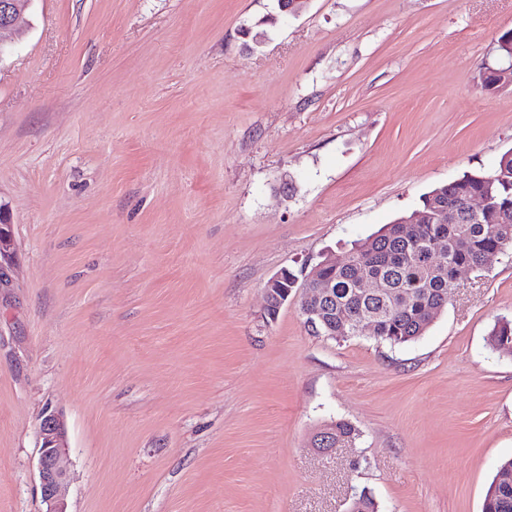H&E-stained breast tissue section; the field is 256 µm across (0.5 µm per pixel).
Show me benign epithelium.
<instances>
[{"label":"benign epithelium","instance_id":"obj_1","mask_svg":"<svg viewBox=\"0 0 512 512\" xmlns=\"http://www.w3.org/2000/svg\"><path fill=\"white\" fill-rule=\"evenodd\" d=\"M30 0H0V37L5 33L18 34L29 26L25 12ZM14 262V242L8 225H0V286L8 282V270ZM288 272L273 277L266 288L265 312L273 317L288 302ZM38 477L46 512H66L61 490L66 471L61 457L67 449V432L63 419L54 412L45 414L39 425Z\"/></svg>","mask_w":512,"mask_h":512}]
</instances>
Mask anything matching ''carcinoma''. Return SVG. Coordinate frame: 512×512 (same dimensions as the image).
I'll return each mask as SVG.
<instances>
[{
	"label": "carcinoma",
	"instance_id": "carcinoma-1",
	"mask_svg": "<svg viewBox=\"0 0 512 512\" xmlns=\"http://www.w3.org/2000/svg\"><path fill=\"white\" fill-rule=\"evenodd\" d=\"M478 197L483 209L472 211L467 200ZM445 206L454 213L446 224L430 218ZM413 222V231L404 236L401 223ZM441 258L435 260L436 247ZM512 246V151L505 152L490 170L466 171L457 179L435 188L423 197L410 214L389 224L364 240L352 244L345 258L319 265L316 277L331 285L321 297L317 321L320 335L328 338L354 336L353 328L362 319L375 323L373 336L391 345L411 343L429 329L435 311L448 305L456 272L479 267L485 259ZM379 280L371 294L357 287L358 272ZM489 346L512 354V318L496 321L488 337ZM358 430L346 421L334 422L332 438L336 447H352ZM498 478L490 485L483 512H512V460L504 462ZM351 512H378L370 490L362 488L353 497Z\"/></svg>",
	"mask_w": 512,
	"mask_h": 512
}]
</instances>
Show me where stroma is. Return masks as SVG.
I'll return each mask as SVG.
<instances>
[{"mask_svg":"<svg viewBox=\"0 0 512 512\" xmlns=\"http://www.w3.org/2000/svg\"><path fill=\"white\" fill-rule=\"evenodd\" d=\"M272 18L262 43L244 26ZM0 53V512H482L512 459V251L418 340L313 334L295 289L422 195L512 149L479 84L512 0H32ZM291 190H284V182ZM343 420L352 447L318 454ZM14 262V242L8 224L0 225V287L8 282V270ZM298 277L291 271H283L273 277L266 288L265 312L268 317H274L279 309L288 302L292 289L301 288ZM292 288V289H288ZM489 346L512 354V318L501 317L494 324L488 337ZM38 477L46 512H67L61 490L66 471L61 457L67 446V432L63 419L55 412L46 413L39 425ZM334 425V429L332 430V438L336 441V447H352L355 445L357 438L359 437L358 430L352 426L350 423L346 421H336L332 423ZM328 424L321 428L318 433L317 443H313V448L316 449L319 453H329L335 450V448L331 447V437L328 434V430L326 429Z\"/></svg>","mask_w":512,"mask_h":512,"instance_id":"1","label":"stroma"}]
</instances>
